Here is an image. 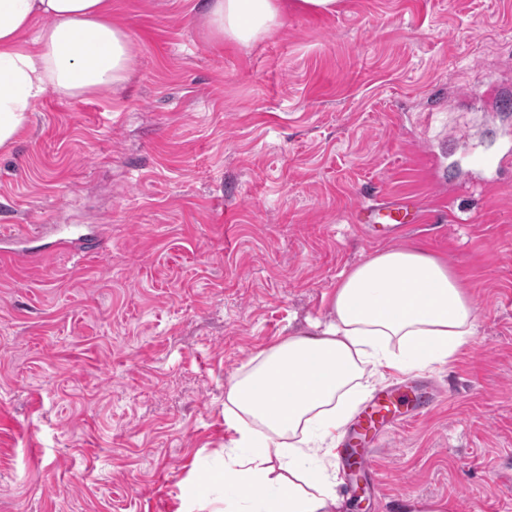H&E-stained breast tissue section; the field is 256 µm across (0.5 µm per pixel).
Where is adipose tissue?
<instances>
[{
    "label": "adipose tissue",
    "mask_w": 512,
    "mask_h": 512,
    "mask_svg": "<svg viewBox=\"0 0 512 512\" xmlns=\"http://www.w3.org/2000/svg\"><path fill=\"white\" fill-rule=\"evenodd\" d=\"M340 0H201L219 40L248 45L289 11L332 14ZM134 47L112 0H0V152L49 93L80 98L123 86ZM331 318L254 355L232 379L224 419L235 437L224 467L191 487L233 489L224 512H334L336 435L389 373L449 363L476 334L459 278L417 248L378 253L351 269L328 300Z\"/></svg>",
    "instance_id": "adipose-tissue-1"
}]
</instances>
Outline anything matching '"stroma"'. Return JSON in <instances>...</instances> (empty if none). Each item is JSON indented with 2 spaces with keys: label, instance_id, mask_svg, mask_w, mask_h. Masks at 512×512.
<instances>
[{
  "label": "stroma",
  "instance_id": "stroma-1",
  "mask_svg": "<svg viewBox=\"0 0 512 512\" xmlns=\"http://www.w3.org/2000/svg\"><path fill=\"white\" fill-rule=\"evenodd\" d=\"M195 3L112 0L131 79L47 94L0 154V225L45 227L0 261V512H181L223 464L232 377L381 252L356 208L409 196L426 217L391 245L447 262L477 334L419 372L435 407L335 512H512V167L465 159L512 146L489 103L512 96V0H341L247 46Z\"/></svg>",
  "mask_w": 512,
  "mask_h": 512
}]
</instances>
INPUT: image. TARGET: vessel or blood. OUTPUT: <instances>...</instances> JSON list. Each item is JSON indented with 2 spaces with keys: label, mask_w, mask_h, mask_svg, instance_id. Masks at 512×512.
<instances>
[{
  "label": "vessel or blood",
  "mask_w": 512,
  "mask_h": 512,
  "mask_svg": "<svg viewBox=\"0 0 512 512\" xmlns=\"http://www.w3.org/2000/svg\"><path fill=\"white\" fill-rule=\"evenodd\" d=\"M357 223L363 224L375 241H389L405 232L414 219L407 206L393 202L361 205L356 211ZM433 402L429 392L419 387L392 384L379 388L363 404L344 436L340 455L345 476L362 468L375 447V442L388 430L426 412Z\"/></svg>",
  "instance_id": "obj_1"
}]
</instances>
